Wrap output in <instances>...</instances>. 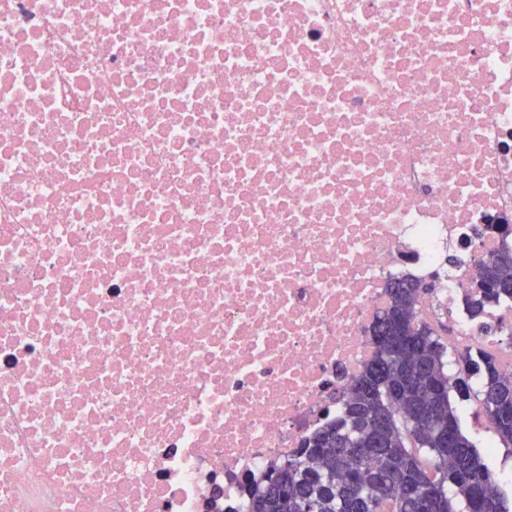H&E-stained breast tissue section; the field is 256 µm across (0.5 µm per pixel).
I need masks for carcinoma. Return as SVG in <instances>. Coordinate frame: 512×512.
Returning a JSON list of instances; mask_svg holds the SVG:
<instances>
[{"mask_svg":"<svg viewBox=\"0 0 512 512\" xmlns=\"http://www.w3.org/2000/svg\"><path fill=\"white\" fill-rule=\"evenodd\" d=\"M511 249L499 251L471 283L474 320L512 302ZM429 279L399 277L387 288V310L371 327L375 356L347 387L343 412L306 439L299 455L266 476L250 512H512L481 453L463 431L451 394L479 403L502 444L512 446V378L491 352L459 355L448 374V324L421 321L416 305L435 290ZM389 414L384 447L371 449L370 428ZM448 429V441L441 429Z\"/></svg>","mask_w":512,"mask_h":512,"instance_id":"1","label":"carcinoma"}]
</instances>
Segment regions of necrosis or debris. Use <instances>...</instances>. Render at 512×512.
I'll list each match as a JSON object with an SVG mask.
<instances>
[{"mask_svg":"<svg viewBox=\"0 0 512 512\" xmlns=\"http://www.w3.org/2000/svg\"><path fill=\"white\" fill-rule=\"evenodd\" d=\"M512 0H0V512H249L387 284L512 237Z\"/></svg>","mask_w":512,"mask_h":512,"instance_id":"obj_1","label":"necrosis or debris"}]
</instances>
